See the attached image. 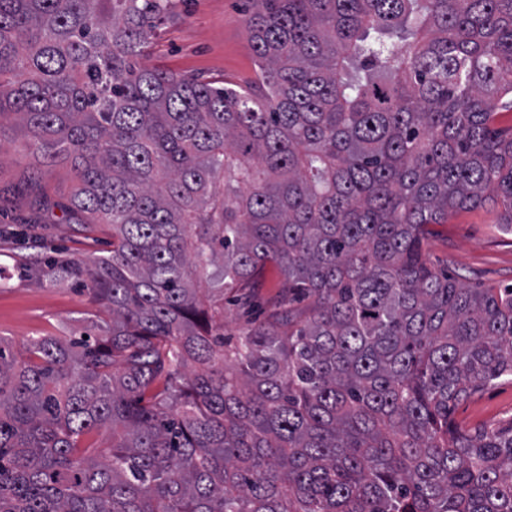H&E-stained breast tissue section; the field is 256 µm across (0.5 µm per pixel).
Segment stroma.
Returning <instances> with one entry per match:
<instances>
[{"label":"stroma","mask_w":512,"mask_h":512,"mask_svg":"<svg viewBox=\"0 0 512 512\" xmlns=\"http://www.w3.org/2000/svg\"><path fill=\"white\" fill-rule=\"evenodd\" d=\"M244 0H177L165 27L153 39L145 63L206 80L242 83L256 76ZM75 187L71 163L49 164L33 152L25 129L11 117L0 119V337L24 352L37 336L83 332L94 305L87 291L62 284L46 287L40 272L16 274L13 260L19 230L37 242L40 257L59 253L88 259L109 248L100 224L72 219ZM494 204L458 213L445 224L427 227L425 254L431 265L460 276L470 287L512 284V235L496 227ZM288 288L276 263L259 266L250 290L252 311L224 307V332L239 334L278 308ZM455 420L464 428L512 422V381H502L460 405Z\"/></svg>","instance_id":"stroma-1"}]
</instances>
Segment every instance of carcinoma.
Returning a JSON list of instances; mask_svg holds the SVG:
<instances>
[{"label":"carcinoma","mask_w":512,"mask_h":512,"mask_svg":"<svg viewBox=\"0 0 512 512\" xmlns=\"http://www.w3.org/2000/svg\"><path fill=\"white\" fill-rule=\"evenodd\" d=\"M248 4L241 85L142 64L173 0H0V118L112 236L43 274L85 336L0 337V512H512V422L454 419L512 380V285L423 252L489 202L512 235V0ZM266 262L312 314L234 342Z\"/></svg>","instance_id":"1"}]
</instances>
